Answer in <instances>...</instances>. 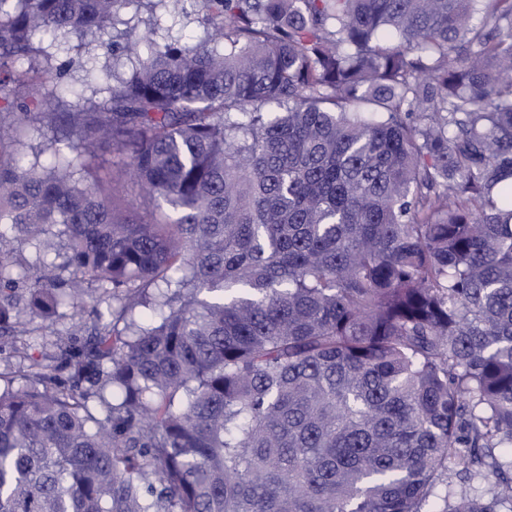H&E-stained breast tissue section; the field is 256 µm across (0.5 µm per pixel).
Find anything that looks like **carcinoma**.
Listing matches in <instances>:
<instances>
[{
  "label": "carcinoma",
  "mask_w": 512,
  "mask_h": 512,
  "mask_svg": "<svg viewBox=\"0 0 512 512\" xmlns=\"http://www.w3.org/2000/svg\"><path fill=\"white\" fill-rule=\"evenodd\" d=\"M182 2L0 0V58ZM197 6L71 112L0 80L77 136L0 153V224L64 241L0 232V512H512V0ZM185 10L191 15L189 19L183 20L181 25H177L173 33L181 35L194 42L203 39L206 35L205 24L202 19V14L197 12V7L194 6L192 0H185ZM124 156L118 154L107 144L96 148L92 157L93 165L107 182L116 204L120 207L135 206L140 209H152L153 203L144 199L125 172Z\"/></svg>",
  "instance_id": "obj_1"
}]
</instances>
